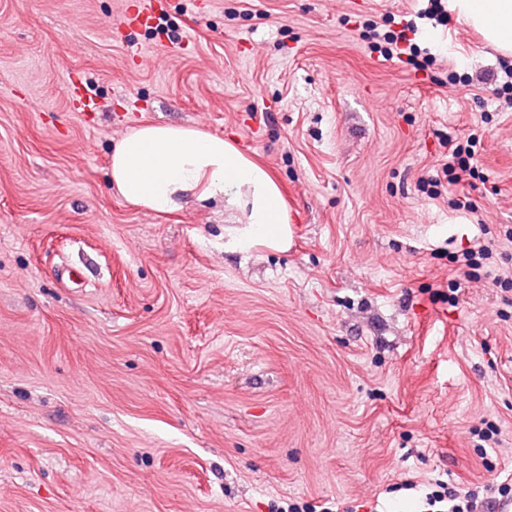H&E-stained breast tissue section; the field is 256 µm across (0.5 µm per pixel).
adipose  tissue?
<instances>
[{
  "instance_id": "ef3b65f1",
  "label": "adipose tissue",
  "mask_w": 512,
  "mask_h": 512,
  "mask_svg": "<svg viewBox=\"0 0 512 512\" xmlns=\"http://www.w3.org/2000/svg\"><path fill=\"white\" fill-rule=\"evenodd\" d=\"M449 9L503 54H512V0H448ZM109 185L126 202L168 214L187 201L221 199L236 245H287L289 215L269 171L224 137L195 127L143 123L114 146Z\"/></svg>"
}]
</instances>
